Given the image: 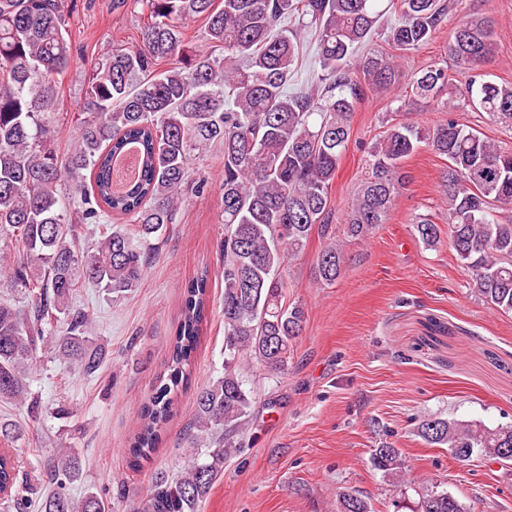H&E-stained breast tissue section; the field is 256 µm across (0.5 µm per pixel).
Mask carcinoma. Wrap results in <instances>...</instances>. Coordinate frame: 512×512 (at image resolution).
Segmentation results:
<instances>
[{
  "label": "carcinoma",
  "mask_w": 512,
  "mask_h": 512,
  "mask_svg": "<svg viewBox=\"0 0 512 512\" xmlns=\"http://www.w3.org/2000/svg\"><path fill=\"white\" fill-rule=\"evenodd\" d=\"M147 21L134 44L116 45L93 64L82 118L62 157L57 96L72 58L68 21L59 0H0V264L9 288L25 304L0 299V400L27 407L40 418L43 404L26 377L37 354L49 348L63 364L90 375L106 358L92 336L93 319L70 305L82 282L122 298L141 285L160 236L176 223L184 191L201 193L190 163L213 145L223 148L224 372L196 396L188 465L178 474H155L142 512H198L242 448L238 440L255 403L244 371L255 360L275 373L288 369L301 335L304 309L286 301L287 262L312 232L323 247L314 281L332 285L345 264L336 235L330 192L351 139L354 112L371 91L399 83L414 97L445 112L472 109L512 123V84L486 79L496 20L474 13L455 27L442 60L418 71L409 55L427 45L448 20L447 0H133ZM314 31L320 72L310 85L288 92L298 67L301 30ZM205 21L211 50L185 43L182 21ZM383 35L399 51L389 58L372 49L353 64L356 47ZM175 61L163 69L165 61ZM466 77L459 88L448 65ZM135 143L139 176L114 190V158ZM425 143L448 159L444 193L448 237L472 285L495 309L512 314V151L491 144L454 118L432 130L394 122L368 151L367 178L341 223L363 239L385 223L394 199L409 183L402 162ZM103 225L84 249L80 229ZM433 247L439 229L427 218L415 224ZM208 272L185 285L181 320L170 345L167 376L141 412L130 452L156 449L173 406L172 391L187 375L206 320ZM55 339L45 336L53 323ZM21 426L0 419V443L12 446ZM418 435L444 446L456 460H500L512 448V425L424 418ZM373 466L393 481L406 480L398 449L372 450ZM75 454L54 458L41 504L18 481L11 457L0 458V484L9 485L7 512H106L100 494L72 497L79 475ZM336 512H375L362 495L336 498ZM412 512H467L458 498L425 489Z\"/></svg>",
  "instance_id": "1"
}]
</instances>
